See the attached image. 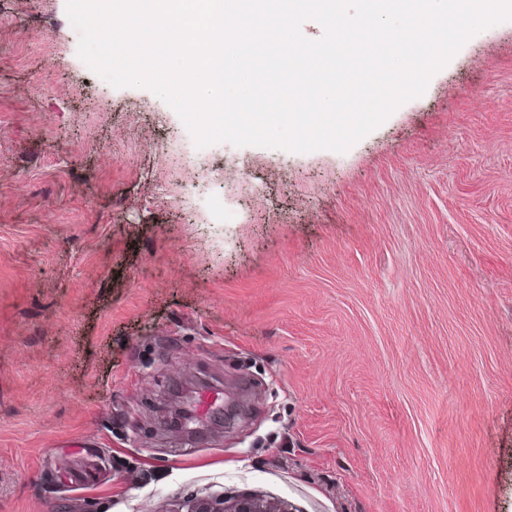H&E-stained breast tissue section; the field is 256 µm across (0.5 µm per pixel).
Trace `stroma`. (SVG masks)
Returning <instances> with one entry per match:
<instances>
[{"mask_svg":"<svg viewBox=\"0 0 512 512\" xmlns=\"http://www.w3.org/2000/svg\"><path fill=\"white\" fill-rule=\"evenodd\" d=\"M78 41L0 0V512H512V20L343 153L197 148ZM187 375L242 416L159 431ZM185 512H288L252 497H238L233 500H195Z\"/></svg>","mask_w":512,"mask_h":512,"instance_id":"obj_1","label":"stroma"}]
</instances>
